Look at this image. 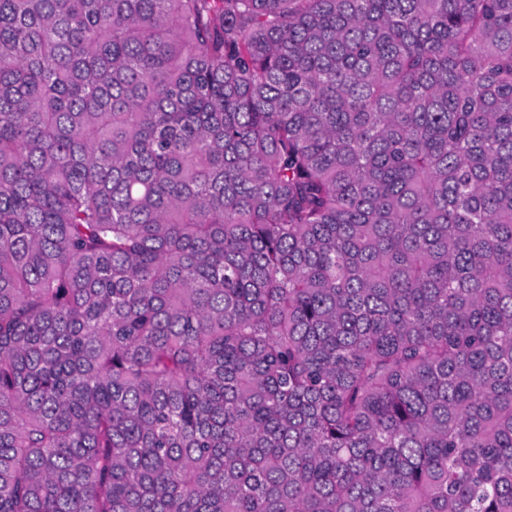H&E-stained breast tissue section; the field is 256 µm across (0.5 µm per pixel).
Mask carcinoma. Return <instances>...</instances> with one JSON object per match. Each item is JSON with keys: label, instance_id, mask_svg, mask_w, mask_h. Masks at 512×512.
Segmentation results:
<instances>
[{"label": "carcinoma", "instance_id": "cac0c4a2", "mask_svg": "<svg viewBox=\"0 0 512 512\" xmlns=\"http://www.w3.org/2000/svg\"><path fill=\"white\" fill-rule=\"evenodd\" d=\"M0 512H512V0H0Z\"/></svg>", "mask_w": 512, "mask_h": 512}]
</instances>
